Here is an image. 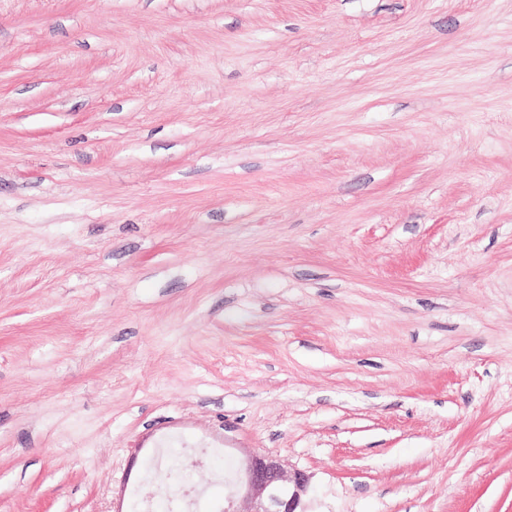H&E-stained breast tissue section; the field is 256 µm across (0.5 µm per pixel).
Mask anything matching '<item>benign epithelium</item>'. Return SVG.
<instances>
[{
  "label": "benign epithelium",
  "instance_id": "obj_1",
  "mask_svg": "<svg viewBox=\"0 0 512 512\" xmlns=\"http://www.w3.org/2000/svg\"><path fill=\"white\" fill-rule=\"evenodd\" d=\"M310 492V477L301 470L285 473L271 454L246 457L234 490L224 498V512H302Z\"/></svg>",
  "mask_w": 512,
  "mask_h": 512
}]
</instances>
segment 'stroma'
<instances>
[{
    "label": "stroma",
    "instance_id": "stroma-1",
    "mask_svg": "<svg viewBox=\"0 0 512 512\" xmlns=\"http://www.w3.org/2000/svg\"><path fill=\"white\" fill-rule=\"evenodd\" d=\"M249 453L512 512V0H0V512Z\"/></svg>",
    "mask_w": 512,
    "mask_h": 512
}]
</instances>
